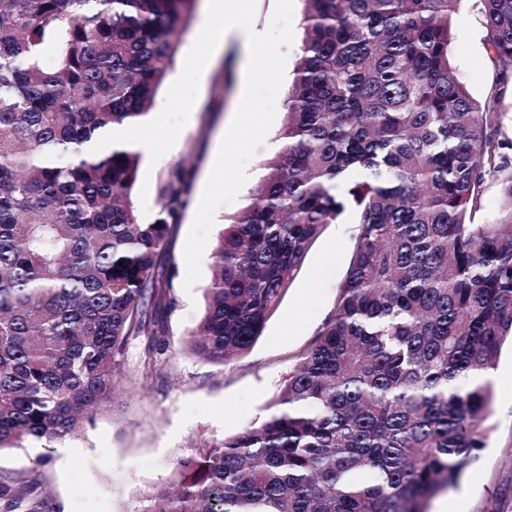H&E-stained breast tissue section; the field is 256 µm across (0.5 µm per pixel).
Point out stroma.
I'll use <instances>...</instances> for the list:
<instances>
[{
    "mask_svg": "<svg viewBox=\"0 0 512 512\" xmlns=\"http://www.w3.org/2000/svg\"><path fill=\"white\" fill-rule=\"evenodd\" d=\"M242 23L264 29L266 41L250 56L257 72L279 74V88L256 83L251 93L225 86L223 68L239 52L213 55L200 35L206 4L199 0L179 28L176 52L149 116L152 129L143 149L132 200L141 222L153 221L168 172L183 165L190 177V206L169 240L175 270L166 308L167 366L148 365L150 344L131 339L126 372L114 408L99 413L76 435L44 448L40 443L0 453V468H31L38 455L51 456L46 482L61 512H141L147 495L170 482L179 459L235 436L271 412L290 371L301 361L332 314L338 288L355 248L354 216L328 225L245 355L212 363L191 354L184 338L201 319L212 277V253L227 219L251 201L263 163L273 156L285 122L277 91H288L300 56L302 0H243ZM451 60L456 78L478 100L490 97L497 75L472 4L454 16ZM244 170L248 180L234 192L226 174ZM320 287H312L315 274ZM503 377L493 381L488 446L445 491L460 512H512V347L497 362Z\"/></svg>",
    "mask_w": 512,
    "mask_h": 512,
    "instance_id": "35a3bbf8",
    "label": "stroma"
}]
</instances>
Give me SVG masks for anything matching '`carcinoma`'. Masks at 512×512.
I'll use <instances>...</instances> for the list:
<instances>
[{"label":"carcinoma","mask_w":512,"mask_h":512,"mask_svg":"<svg viewBox=\"0 0 512 512\" xmlns=\"http://www.w3.org/2000/svg\"><path fill=\"white\" fill-rule=\"evenodd\" d=\"M197 2L0 0V451L93 421L130 338L165 368L158 309L189 184L171 169L144 224L140 150L86 149L148 113ZM303 2L283 146L224 225L186 344L210 361L247 353L352 212L347 276L267 419L181 459L175 490L142 512H426L487 447L493 390L476 377L512 338V165L500 97L475 99L452 71L463 0ZM476 2L512 77V0ZM490 176L507 205L474 224ZM47 464L0 469V512H56Z\"/></svg>","instance_id":"cac0c4a2"}]
</instances>
